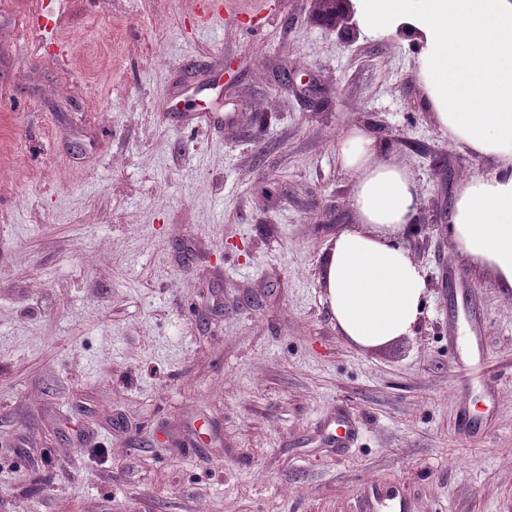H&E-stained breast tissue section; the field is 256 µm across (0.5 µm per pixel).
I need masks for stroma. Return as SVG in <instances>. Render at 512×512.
Here are the masks:
<instances>
[{
    "label": "stroma",
    "mask_w": 512,
    "mask_h": 512,
    "mask_svg": "<svg viewBox=\"0 0 512 512\" xmlns=\"http://www.w3.org/2000/svg\"><path fill=\"white\" fill-rule=\"evenodd\" d=\"M192 2L0 0V512H367L374 484L512 512V293L445 234L492 164L443 136L408 39ZM354 125L422 201V319L372 350L325 302Z\"/></svg>",
    "instance_id": "35a3bbf8"
}]
</instances>
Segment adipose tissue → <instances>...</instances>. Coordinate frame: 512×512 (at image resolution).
<instances>
[{
	"label": "adipose tissue",
	"mask_w": 512,
	"mask_h": 512,
	"mask_svg": "<svg viewBox=\"0 0 512 512\" xmlns=\"http://www.w3.org/2000/svg\"><path fill=\"white\" fill-rule=\"evenodd\" d=\"M368 36L406 31L418 46L415 70L426 106L453 145L493 161L469 176L448 213V237L473 266L512 290V0H352ZM353 179L357 224L339 233L325 261L326 301L342 336L375 348L412 335L427 281L395 240L420 210L409 171L385 158L364 129L336 143Z\"/></svg>",
	"instance_id": "1"
}]
</instances>
